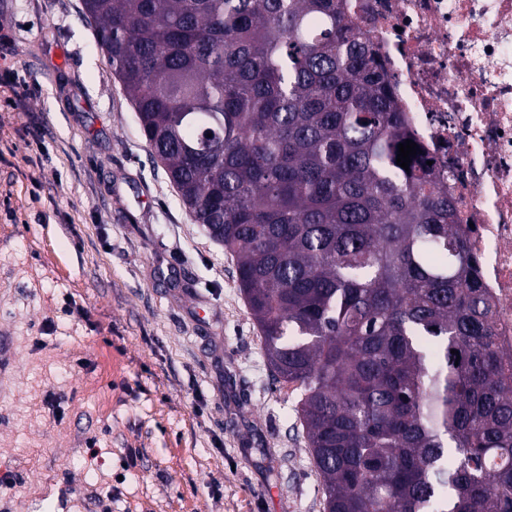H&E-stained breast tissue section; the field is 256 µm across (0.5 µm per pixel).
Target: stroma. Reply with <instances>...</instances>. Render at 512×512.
Returning <instances> with one entry per match:
<instances>
[{
    "instance_id": "35a3bbf8",
    "label": "stroma",
    "mask_w": 512,
    "mask_h": 512,
    "mask_svg": "<svg viewBox=\"0 0 512 512\" xmlns=\"http://www.w3.org/2000/svg\"><path fill=\"white\" fill-rule=\"evenodd\" d=\"M0 512H324L237 283L83 0H0Z\"/></svg>"
}]
</instances>
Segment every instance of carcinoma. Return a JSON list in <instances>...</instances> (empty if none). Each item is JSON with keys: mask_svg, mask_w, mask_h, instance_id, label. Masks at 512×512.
Returning <instances> with one entry per match:
<instances>
[{"mask_svg": "<svg viewBox=\"0 0 512 512\" xmlns=\"http://www.w3.org/2000/svg\"><path fill=\"white\" fill-rule=\"evenodd\" d=\"M238 288L325 512H512V351L367 34L340 0H84ZM458 354H453V351Z\"/></svg>", "mask_w": 512, "mask_h": 512, "instance_id": "obj_1", "label": "carcinoma"}]
</instances>
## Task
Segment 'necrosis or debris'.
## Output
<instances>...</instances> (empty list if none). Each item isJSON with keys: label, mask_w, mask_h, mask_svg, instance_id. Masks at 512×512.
Listing matches in <instances>:
<instances>
[{"label": "necrosis or debris", "mask_w": 512, "mask_h": 512, "mask_svg": "<svg viewBox=\"0 0 512 512\" xmlns=\"http://www.w3.org/2000/svg\"><path fill=\"white\" fill-rule=\"evenodd\" d=\"M369 31L398 107L455 203L512 347V0H342Z\"/></svg>", "instance_id": "obj_1"}]
</instances>
